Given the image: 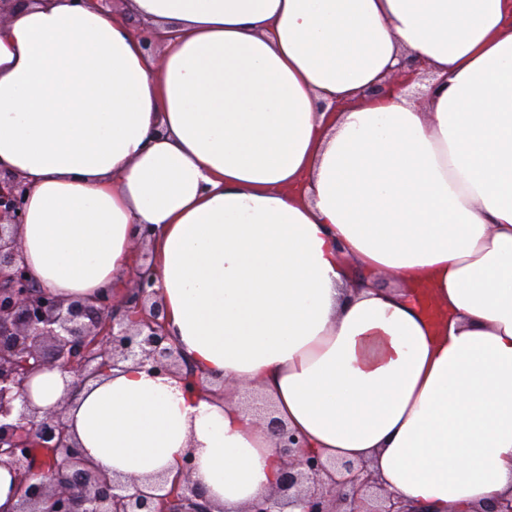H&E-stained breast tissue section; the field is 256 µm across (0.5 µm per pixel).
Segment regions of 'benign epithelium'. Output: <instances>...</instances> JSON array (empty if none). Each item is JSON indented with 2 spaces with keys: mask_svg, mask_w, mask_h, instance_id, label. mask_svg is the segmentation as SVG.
I'll return each instance as SVG.
<instances>
[{
  "mask_svg": "<svg viewBox=\"0 0 512 512\" xmlns=\"http://www.w3.org/2000/svg\"><path fill=\"white\" fill-rule=\"evenodd\" d=\"M26 193L21 177L0 172V466L16 479L13 512H211L190 479L192 459L182 462L183 480L169 491L156 482L131 493L85 462L69 434L65 406L36 420L29 386L41 372L70 373L76 388L121 362L175 375L184 361L166 332L146 265L136 267L120 299L105 288L92 302L62 300L38 286L16 237ZM263 414L280 448V480L245 512H411L384 492L367 463L325 462L302 451L300 439L271 410Z\"/></svg>",
  "mask_w": 512,
  "mask_h": 512,
  "instance_id": "1",
  "label": "benign epithelium"
}]
</instances>
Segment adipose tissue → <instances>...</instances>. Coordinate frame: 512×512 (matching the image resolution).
<instances>
[{"mask_svg":"<svg viewBox=\"0 0 512 512\" xmlns=\"http://www.w3.org/2000/svg\"><path fill=\"white\" fill-rule=\"evenodd\" d=\"M404 59L442 80L423 104L370 93ZM0 169L53 295L122 292L146 242L204 385L37 375L109 473L170 483L189 457L213 512H244L281 471L245 380L418 512L512 496V0H16Z\"/></svg>","mask_w":512,"mask_h":512,"instance_id":"adipose-tissue-1","label":"adipose tissue"}]
</instances>
